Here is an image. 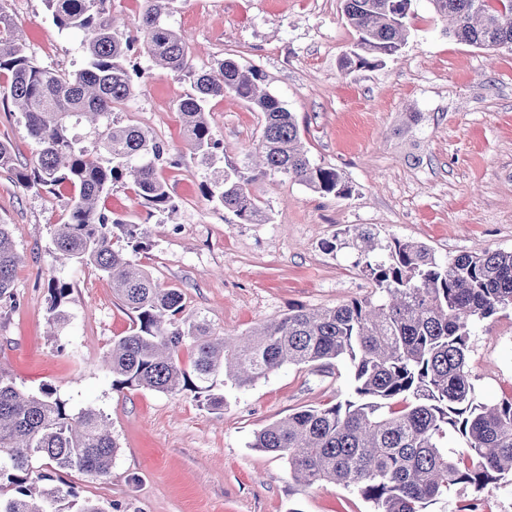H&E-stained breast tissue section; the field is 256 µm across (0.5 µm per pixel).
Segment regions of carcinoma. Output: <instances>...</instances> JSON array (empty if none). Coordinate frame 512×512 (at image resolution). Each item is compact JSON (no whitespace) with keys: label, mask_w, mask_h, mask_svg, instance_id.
<instances>
[{"label":"carcinoma","mask_w":512,"mask_h":512,"mask_svg":"<svg viewBox=\"0 0 512 512\" xmlns=\"http://www.w3.org/2000/svg\"><path fill=\"white\" fill-rule=\"evenodd\" d=\"M53 23L83 34L85 65L70 73L35 62L0 0V101L12 104L38 150L35 164L15 169L31 190L73 191L67 219L53 240L66 260L97 268L134 314L133 327L112 343L105 364L112 386L176 394L191 391L212 408L224 406L216 390L243 388L285 365L344 361L352 397L296 411L255 435L251 447L288 463L302 485L351 487L372 512H424L457 486L470 489L465 512H481L486 495L512 478V395L488 406L475 398L468 366L472 326L512 308V251L463 252L442 262L423 243L378 245V232L359 224L351 245L378 298L307 311L293 308L260 328L216 337L206 321L184 313L182 294L164 288L137 261L147 248L140 224L102 210L112 185L130 188L160 212L177 211L161 169L169 150L145 127L123 124L114 108L135 97L142 70L128 65L135 46L152 65L188 80L193 94L178 107L194 154L213 158L215 139L204 104L233 97L263 115L255 152L258 167L223 171L203 193L242 224H268L264 202L252 192L260 178L281 177L318 193H349L333 167L313 164L300 146L295 116L261 84L253 67L223 58L204 69L189 66L187 38L168 21L171 0H143L135 31L119 30L105 0H46ZM356 35L346 67L366 56L395 54L404 42L412 0H341ZM449 18L446 33L495 50L512 49V0H430ZM88 124L96 139L85 144ZM20 256L9 225L0 224V299L11 297ZM72 288L48 283V324L66 320ZM189 361L183 362L182 351ZM118 445L108 417L92 408L73 412L49 386L23 392L0 375V512H103L79 501L74 486L54 476L78 471L110 473ZM45 459L41 471L33 460Z\"/></svg>","instance_id":"cac0c4a2"}]
</instances>
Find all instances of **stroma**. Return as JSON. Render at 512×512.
I'll return each instance as SVG.
<instances>
[{
    "label": "stroma",
    "mask_w": 512,
    "mask_h": 512,
    "mask_svg": "<svg viewBox=\"0 0 512 512\" xmlns=\"http://www.w3.org/2000/svg\"><path fill=\"white\" fill-rule=\"evenodd\" d=\"M7 8L40 64L83 66L78 38L54 25L46 0H7ZM171 8L189 65L225 57L259 69L293 112L311 161L336 168L351 189L339 197L267 178L255 190L270 223H240L202 187L248 163L262 113L229 97L210 101L224 148L212 166L200 165L178 111L189 83L131 54L145 76L115 115L168 145L174 164L163 176L179 209L152 210L120 183L102 205L144 225L149 248L139 261L162 287L178 288L186 312L204 316L214 335L254 330L292 308L370 297L356 251L336 244L357 224L375 228L381 244L420 242L443 261L512 250L511 50L446 36L429 0H414L398 53L351 69L342 62L355 34L341 0H172ZM0 142L15 163L32 162L36 146L20 114L1 105ZM69 208V193L24 189L0 167V224L10 226L21 257L13 296L0 300V374L24 391L52 386L72 410L101 411L118 444L108 476L65 473L80 497L105 512H371L356 490L298 485L283 458L251 446L274 421L349 399L346 363L285 366L251 387H225L218 409L188 391L113 389L103 360L133 316L104 273L60 258L52 229ZM52 277L73 286L69 321L55 336L46 332ZM468 364L482 403L512 393L511 309L474 326Z\"/></svg>",
    "instance_id": "35a3bbf8"
}]
</instances>
